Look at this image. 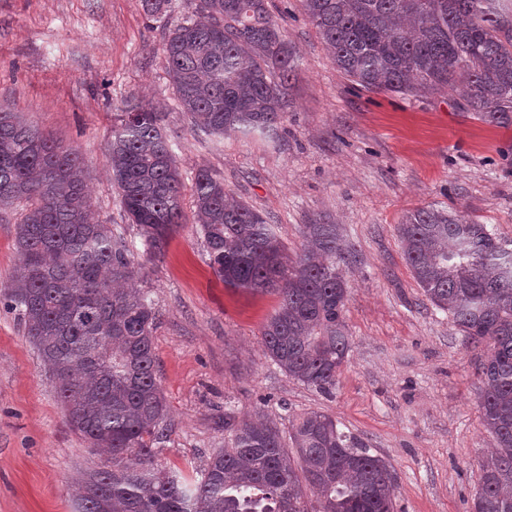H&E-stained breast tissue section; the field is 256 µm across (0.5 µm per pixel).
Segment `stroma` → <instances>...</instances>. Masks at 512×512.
<instances>
[{
    "mask_svg": "<svg viewBox=\"0 0 512 512\" xmlns=\"http://www.w3.org/2000/svg\"><path fill=\"white\" fill-rule=\"evenodd\" d=\"M271 5L299 57L278 140L193 128L163 52L190 0H168L152 19L141 0H0V102L80 152L95 222L125 225L143 266L136 285L161 314L153 348L167 415L158 468L198 478L224 445L225 418L260 410L286 434L292 418L317 411L391 464L396 512H472L479 462L493 447L479 411L486 346L427 300L397 226L416 208L442 207L487 225L511 249L512 128L470 118L453 91L418 98L354 88L301 0ZM128 102L161 112L184 186L209 170L274 225L289 255L305 244L303 225H339L351 348L331 393L265 355L261 330L280 297L225 287L213 273L192 194L162 253L143 256L106 153ZM20 213H0V289L18 264ZM111 464L71 430L20 319L0 305V512H78L81 476Z\"/></svg>",
    "mask_w": 512,
    "mask_h": 512,
    "instance_id": "stroma-1",
    "label": "stroma"
}]
</instances>
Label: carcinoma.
Wrapping results in <instances>:
<instances>
[{
	"mask_svg": "<svg viewBox=\"0 0 512 512\" xmlns=\"http://www.w3.org/2000/svg\"><path fill=\"white\" fill-rule=\"evenodd\" d=\"M336 68L359 90L423 97L457 89L471 118L512 126V23L494 0H301ZM181 106L212 136L279 137L297 67L267 0H199L163 44ZM161 115L134 104L118 115L107 155L129 223L160 253L182 217L183 182ZM25 203L19 266L0 297L18 313L71 428L112 467L80 480V512H394L396 474L336 420L311 412L285 448L276 422H225L229 435L201 478L154 467L166 405L154 368L159 311L126 287L141 272L122 231L89 221L77 150L31 128L0 103V210ZM196 223L209 266L229 288L274 291L265 353L321 391L348 351L345 260L335 224H305L294 257L273 225L224 182L194 178ZM426 298L466 336L488 344L480 410L494 451L481 463L473 512H512V250L462 214L433 206L398 224Z\"/></svg>",
	"mask_w": 512,
	"mask_h": 512,
	"instance_id": "carcinoma-1",
	"label": "carcinoma"
}]
</instances>
